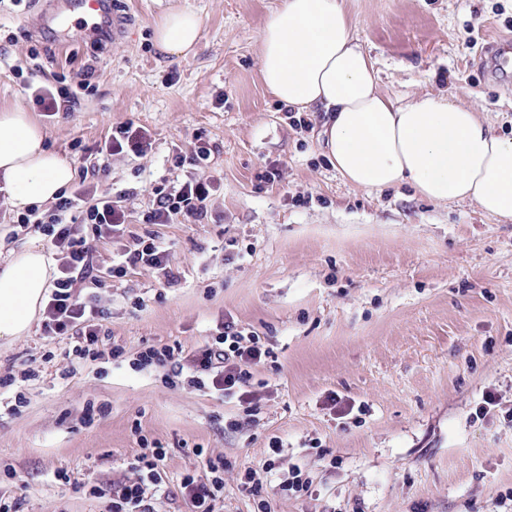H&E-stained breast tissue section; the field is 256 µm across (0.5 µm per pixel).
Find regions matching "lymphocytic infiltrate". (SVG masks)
<instances>
[{"label": "lymphocytic infiltrate", "mask_w": 512, "mask_h": 512, "mask_svg": "<svg viewBox=\"0 0 512 512\" xmlns=\"http://www.w3.org/2000/svg\"><path fill=\"white\" fill-rule=\"evenodd\" d=\"M147 130L128 121L113 128L102 145L87 150L80 168V180L70 194L58 197L48 209L37 207L16 216L17 224L33 227L44 235L49 253L57 263L58 274L43 312L41 331L45 338L60 336L70 341L69 354L76 363L95 359L102 334L104 311L90 301L81 300L79 283L98 282L93 264L95 242L125 232L128 216L111 194L99 191L97 180L110 170L112 156L124 154L142 156L150 148ZM216 190L212 177L165 180L152 189L151 205L145 215L149 224H202L208 219L212 196ZM88 226L85 234L76 233V225ZM148 267L163 272L167 284L178 281L168 265V251L158 237L137 240L126 249L113 266V276L124 275L128 269ZM269 351L254 332L245 331L232 321L225 322L211 340L191 353L182 349L148 346L138 352L130 365L142 371L164 367L185 359L193 371L192 384L214 389L227 397L250 399L248 385L254 367L263 363ZM272 458L256 468H246L241 485L251 495L261 496L271 490L284 496L307 493L311 481L300 468H292L278 482H271L275 468L274 455L280 454L279 444H272ZM166 449L143 447L134 462L131 475L113 483L108 512H154L153 502L164 495V462ZM185 512H220L223 505L224 465L208 462L205 475L186 473L180 481Z\"/></svg>", "instance_id": "1"}]
</instances>
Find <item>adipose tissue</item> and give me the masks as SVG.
I'll return each mask as SVG.
<instances>
[{
	"label": "adipose tissue",
	"instance_id": "adipose-tissue-1",
	"mask_svg": "<svg viewBox=\"0 0 512 512\" xmlns=\"http://www.w3.org/2000/svg\"><path fill=\"white\" fill-rule=\"evenodd\" d=\"M202 21L172 9L155 30L167 55L194 51ZM259 73L286 107L326 116L320 132L333 167L369 191L411 185L435 203L475 205L512 222V137L444 92L410 100L383 94L340 0H281L259 34ZM43 128L15 106L0 110V182L8 208L56 201L73 178ZM55 266L37 242L0 249V340L28 335L46 303Z\"/></svg>",
	"mask_w": 512,
	"mask_h": 512
}]
</instances>
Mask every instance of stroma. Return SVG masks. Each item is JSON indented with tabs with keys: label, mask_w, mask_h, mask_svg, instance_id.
Listing matches in <instances>:
<instances>
[{
	"label": "stroma",
	"mask_w": 512,
	"mask_h": 512,
	"mask_svg": "<svg viewBox=\"0 0 512 512\" xmlns=\"http://www.w3.org/2000/svg\"><path fill=\"white\" fill-rule=\"evenodd\" d=\"M279 2L112 0L121 29L102 41L75 25L60 40L43 23L47 0L0 5V109L31 106L25 81L54 84L67 59L91 64V89L66 75L73 112L32 117L75 169L74 142L95 147L130 120L149 131L151 149L114 156L102 188L121 194L131 234L164 240L179 278L167 285L147 267L109 277L130 242L114 236L96 245L103 284L80 286L105 311L97 360L72 365L68 338L48 341L37 324L0 345V377L39 372L19 410L13 389L0 390V495L21 498L23 512H106L89 487L126 475L144 439L167 450L157 512H181V475L218 457L229 464L223 512H256L239 471L270 457L274 439L277 473L300 467L312 485L270 496L268 512H512L501 500L512 492V223L407 184H347L325 155L320 113L295 128L261 81L259 33ZM341 3L385 94L445 90L512 136V69L487 61L512 34V0ZM177 7L202 18L186 57L154 40ZM200 137L221 181L211 218L144 223L174 151ZM269 163L280 180L259 187ZM227 320L271 351L250 382L256 420L188 373L171 385L164 370L129 364L147 345L191 352ZM490 392L496 405L480 410Z\"/></svg>",
	"instance_id": "1"
}]
</instances>
